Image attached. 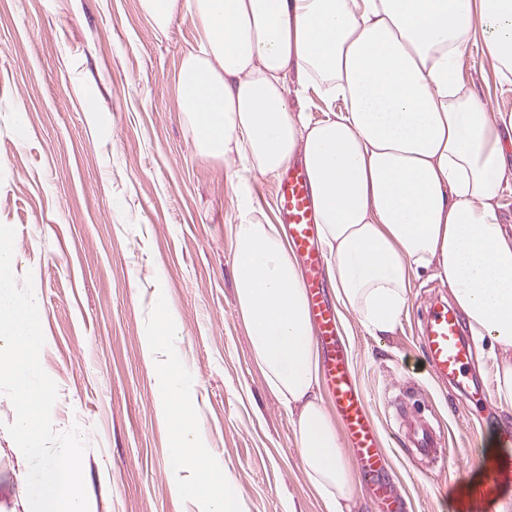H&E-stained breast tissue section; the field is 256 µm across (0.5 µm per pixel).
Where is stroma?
I'll list each match as a JSON object with an SVG mask.
<instances>
[{
    "label": "stroma",
    "mask_w": 512,
    "mask_h": 512,
    "mask_svg": "<svg viewBox=\"0 0 512 512\" xmlns=\"http://www.w3.org/2000/svg\"><path fill=\"white\" fill-rule=\"evenodd\" d=\"M199 48L185 11L160 30L139 0H0V223L15 230L17 281L32 277L45 310L53 426L81 430L89 512H204L197 476L168 463L172 431L145 361L164 301L204 446L228 467L243 512H323L237 315L229 170L199 157L179 109L173 76ZM464 71L512 113V86H497L481 46ZM437 297L449 299L447 285L421 278L390 334L371 335L351 312L341 334L392 462L398 512H496L472 495L471 461L500 414L427 370L420 334ZM408 403L444 430L445 472L406 453L397 419ZM15 417L0 393V512H28V464L5 430Z\"/></svg>",
    "instance_id": "stroma-1"
}]
</instances>
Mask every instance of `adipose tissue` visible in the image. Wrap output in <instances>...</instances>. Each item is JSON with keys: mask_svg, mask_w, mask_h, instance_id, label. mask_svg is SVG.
I'll list each match as a JSON object with an SVG mask.
<instances>
[{"mask_svg": "<svg viewBox=\"0 0 512 512\" xmlns=\"http://www.w3.org/2000/svg\"><path fill=\"white\" fill-rule=\"evenodd\" d=\"M166 27L189 11L202 39L176 75L197 150L231 165L237 313L269 391L291 420L324 512H353L358 479L320 390L319 347L297 260L258 212L249 180L305 166L338 304L390 333L420 274L446 283L483 356L489 396L512 418V113L463 75L472 43L512 85V0H139ZM318 96L326 116L289 111ZM178 335L156 309L150 342L174 469L206 473L207 512H240L235 485L199 437L189 378L164 354Z\"/></svg>", "mask_w": 512, "mask_h": 512, "instance_id": "obj_1", "label": "adipose tissue"}]
</instances>
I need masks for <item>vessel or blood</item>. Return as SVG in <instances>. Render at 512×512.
<instances>
[{
	"mask_svg": "<svg viewBox=\"0 0 512 512\" xmlns=\"http://www.w3.org/2000/svg\"><path fill=\"white\" fill-rule=\"evenodd\" d=\"M275 192L280 216L288 226V240L303 264V286L316 327L315 339L322 351V376L345 431V447L364 477L368 493L383 504L384 512H396L383 477L379 439L366 414V399L342 348L336 310L326 291L324 255L317 242L315 210L305 169L290 166L277 180ZM421 345L435 377L448 379L460 390L469 392L471 399H487L488 389L470 386L473 352L463 336L462 317L456 308H431ZM401 425L414 459L446 469L448 450L441 430L435 429L415 408L402 416Z\"/></svg>",
	"mask_w": 512,
	"mask_h": 512,
	"instance_id": "vessel-or-blood-1",
	"label": "vessel or blood"
}]
</instances>
